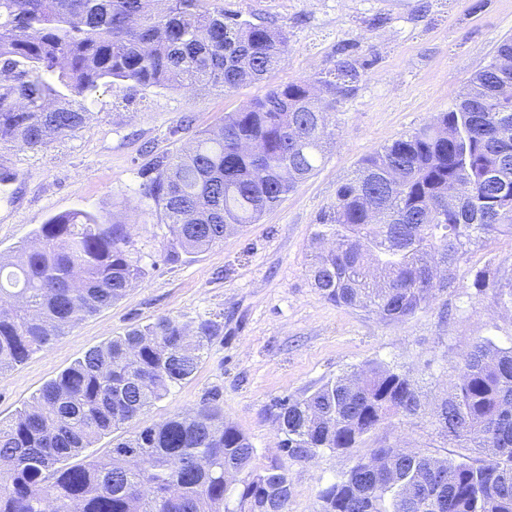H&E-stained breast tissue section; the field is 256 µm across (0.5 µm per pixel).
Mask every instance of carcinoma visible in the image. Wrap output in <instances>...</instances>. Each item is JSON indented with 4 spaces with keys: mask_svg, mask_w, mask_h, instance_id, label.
Masks as SVG:
<instances>
[{
    "mask_svg": "<svg viewBox=\"0 0 512 512\" xmlns=\"http://www.w3.org/2000/svg\"><path fill=\"white\" fill-rule=\"evenodd\" d=\"M283 30L224 12L221 0H0V147L38 149L91 119L102 84L231 91L284 58ZM343 91L359 77L337 64ZM512 69L492 60L448 111L365 156L317 218L309 267L321 297L405 322L452 287L454 269L492 235L512 236ZM314 85L292 82L224 116L195 145L142 168L141 201L160 216L169 257L224 241L255 224L317 169L334 135ZM124 224L87 210L50 217L18 258L0 255V374L43 350L75 322L143 281ZM473 287L512 308V274L487 266ZM218 321L178 318L131 327L87 351L0 422V512H288L287 469L253 467L246 435L217 405L177 414L106 457L84 454L191 377ZM438 434L475 457L439 459L398 445L373 454L319 492L317 512H512V346L473 343L452 366ZM279 404L282 447L348 451L397 419L424 411L411 370L373 361ZM246 473L231 493L224 472Z\"/></svg>",
    "mask_w": 512,
    "mask_h": 512,
    "instance_id": "obj_1",
    "label": "carcinoma"
}]
</instances>
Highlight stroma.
<instances>
[{"label": "stroma", "instance_id": "stroma-1", "mask_svg": "<svg viewBox=\"0 0 512 512\" xmlns=\"http://www.w3.org/2000/svg\"><path fill=\"white\" fill-rule=\"evenodd\" d=\"M224 10L288 34L284 60L265 79L224 93L171 90L133 83L100 85L87 101L90 121L48 147L12 149L10 180H0V253L15 254L51 216L77 209L129 227L148 274L118 302L70 327L45 350L0 374V420L32 403L42 387L88 350L127 329L176 316L221 324L195 373L122 436L204 403L252 443L256 466L282 462L291 484L289 512H316L318 494L379 442L459 458L430 417L393 424L348 452L310 458L283 451L276 404L303 398L324 382L378 360L410 369L428 403L440 400L451 367L479 339L512 346V310L472 286L476 270L512 267V238L473 247L452 288L405 322L325 301L309 278L311 238L322 209L360 160L447 111L474 75L512 38V0H223ZM360 77L336 93V135L318 169L260 221L223 243L166 257L167 229L140 200L141 166L150 154L189 147L192 132L220 124L225 113L276 86L333 79L342 60ZM193 129L176 133L183 116Z\"/></svg>", "mask_w": 512, "mask_h": 512}]
</instances>
